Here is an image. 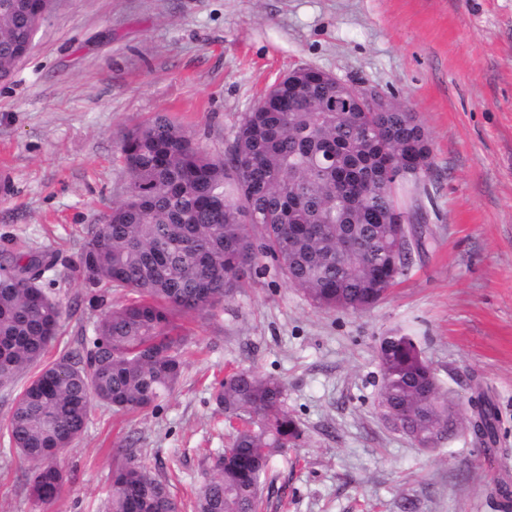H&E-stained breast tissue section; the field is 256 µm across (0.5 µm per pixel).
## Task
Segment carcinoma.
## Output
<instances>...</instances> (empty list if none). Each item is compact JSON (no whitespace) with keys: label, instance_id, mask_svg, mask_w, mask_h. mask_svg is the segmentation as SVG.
Returning <instances> with one entry per match:
<instances>
[{"label":"carcinoma","instance_id":"1","mask_svg":"<svg viewBox=\"0 0 512 512\" xmlns=\"http://www.w3.org/2000/svg\"><path fill=\"white\" fill-rule=\"evenodd\" d=\"M46 0H0V77L20 63L18 37L39 24ZM336 82L315 70L297 86L283 80L242 116L227 153L213 155L157 115L125 132V198L92 226L75 271L103 299L83 352L44 363L60 332L63 305L43 283L55 262L43 249L0 251V385L35 371L0 428L32 464L31 496L50 506L64 484L57 455L82 435L93 406L134 413L156 408L178 383L187 334L175 318L206 314L250 287L263 259L323 310L358 312L406 276L422 238L395 247L386 217L421 214L424 179L391 173L428 143L413 113L396 104L374 112L354 100L335 112ZM348 239L352 251L340 248ZM378 407L402 414L400 432L447 434L448 401L413 337H381ZM216 400L230 446L196 491L194 512H259L272 459L302 429L279 379L237 368ZM483 444L496 441L498 409L482 396ZM106 512H179L169 484L135 457L112 473Z\"/></svg>","mask_w":512,"mask_h":512}]
</instances>
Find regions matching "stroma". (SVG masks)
Instances as JSON below:
<instances>
[{"mask_svg":"<svg viewBox=\"0 0 512 512\" xmlns=\"http://www.w3.org/2000/svg\"><path fill=\"white\" fill-rule=\"evenodd\" d=\"M302 66L378 88L414 112L431 147L424 246L384 300L315 308L274 269L214 313L182 317L184 372L156 410L96 406L61 452L57 501L0 436V512H105L123 448L193 491L229 442L219 383L235 367L274 376L303 436L276 456L261 512H512V0H55L29 55L0 83V249L56 254L65 315L46 358L94 335L98 308L74 270L84 238L123 199L119 140L165 114L224 154L241 116ZM414 336L459 423L420 448L379 414L376 345ZM494 399L484 452L468 402Z\"/></svg>","mask_w":512,"mask_h":512,"instance_id":"obj_1","label":"stroma"}]
</instances>
